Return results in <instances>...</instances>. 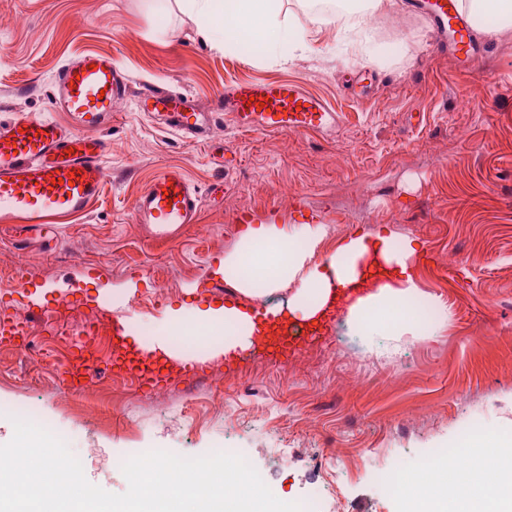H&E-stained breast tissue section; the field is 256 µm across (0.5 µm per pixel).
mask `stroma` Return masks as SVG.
<instances>
[{
    "label": "stroma",
    "instance_id": "1",
    "mask_svg": "<svg viewBox=\"0 0 512 512\" xmlns=\"http://www.w3.org/2000/svg\"><path fill=\"white\" fill-rule=\"evenodd\" d=\"M387 0L367 49L340 41L339 20L318 22L302 0H271L280 18L310 30L290 51L223 45L183 0H0V126L14 115L53 118L55 73L87 50L111 54L128 76L112 122L103 194L72 223L0 224V322L29 329L0 344V436L13 418L62 439L88 481L128 488L121 461L158 448L184 457L238 449L273 494L310 512H404L379 471L424 470L432 449L512 425V26L485 33L469 66L440 48L421 13ZM299 81L337 106L332 130L244 132L219 120L193 142L156 126L137 106L144 85L188 93L207 111L225 85ZM175 168L202 192L200 220L166 238L136 223L133 201ZM290 227L316 217L322 253L386 227L412 244L421 302L447 319L371 345L345 312L313 344L242 362L188 343L184 370L127 382L126 354L150 346L166 316L217 308L238 286L220 271L243 225ZM116 322L113 354L84 392L60 369L81 325ZM221 394L237 419L223 422Z\"/></svg>",
    "mask_w": 512,
    "mask_h": 512
}]
</instances>
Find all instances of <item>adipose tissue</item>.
<instances>
[{
  "instance_id": "obj_1",
  "label": "adipose tissue",
  "mask_w": 512,
  "mask_h": 512,
  "mask_svg": "<svg viewBox=\"0 0 512 512\" xmlns=\"http://www.w3.org/2000/svg\"><path fill=\"white\" fill-rule=\"evenodd\" d=\"M192 11L203 16L225 40L243 34L262 36L279 47H294L307 38L293 22L278 21L268 0H189ZM325 234L321 223H305L287 233L274 224L249 226L243 247L225 255L223 271H236L241 295L262 300L254 283L276 291L288 283L297 288L288 298L290 318L305 323L322 318L338 289L356 282L370 266H377L375 288L355 295L347 304V317L361 335L387 336L400 324L417 328L422 318L411 302L419 286L411 273L414 254L411 245L395 246L390 231L380 230L351 238L336 251L321 254L317 246ZM181 335L206 340L223 333L222 355L228 356L246 346L263 324L251 312L242 310L237 300L224 307L198 311L189 320L175 324ZM464 447L476 449V467L470 471L448 466L419 473L403 471L395 477V492L406 501V512H512V484L496 480L484 484L482 474L512 461V433L491 432L464 440Z\"/></svg>"
}]
</instances>
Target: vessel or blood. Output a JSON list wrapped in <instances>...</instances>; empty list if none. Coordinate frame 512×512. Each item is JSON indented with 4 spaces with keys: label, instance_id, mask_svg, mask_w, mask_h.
Instances as JSON below:
<instances>
[{
    "label": "vessel or blood",
    "instance_id": "obj_1",
    "mask_svg": "<svg viewBox=\"0 0 512 512\" xmlns=\"http://www.w3.org/2000/svg\"><path fill=\"white\" fill-rule=\"evenodd\" d=\"M432 22L434 35L455 27L470 37L471 16L458 0H419ZM126 90V78L111 56L86 51L67 62L54 79L52 108L63 121L37 119L19 113L0 127V223L64 224L102 193L106 180V142L95 130L112 121L116 101ZM153 102L158 124L186 139L202 142L213 114H230L245 132L299 133L335 127L337 108L311 96L293 80L237 83L225 88L210 111H195L191 99L159 86L143 92ZM203 195L177 169L159 172L135 199L137 223L148 224L165 237L186 224L197 223ZM91 359H73L66 368L68 389H83L94 372Z\"/></svg>",
    "mask_w": 512,
    "mask_h": 512
}]
</instances>
